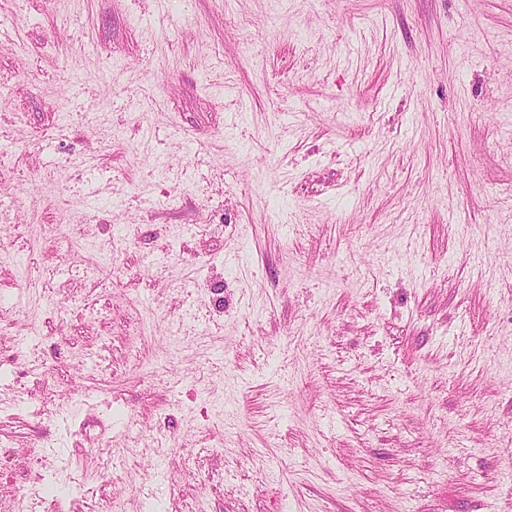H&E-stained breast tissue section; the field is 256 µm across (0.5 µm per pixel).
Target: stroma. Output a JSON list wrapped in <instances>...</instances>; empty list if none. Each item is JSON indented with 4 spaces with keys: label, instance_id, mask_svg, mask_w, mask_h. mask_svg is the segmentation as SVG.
I'll return each mask as SVG.
<instances>
[{
    "label": "stroma",
    "instance_id": "obj_1",
    "mask_svg": "<svg viewBox=\"0 0 512 512\" xmlns=\"http://www.w3.org/2000/svg\"><path fill=\"white\" fill-rule=\"evenodd\" d=\"M512 0H0V512H512Z\"/></svg>",
    "mask_w": 512,
    "mask_h": 512
}]
</instances>
